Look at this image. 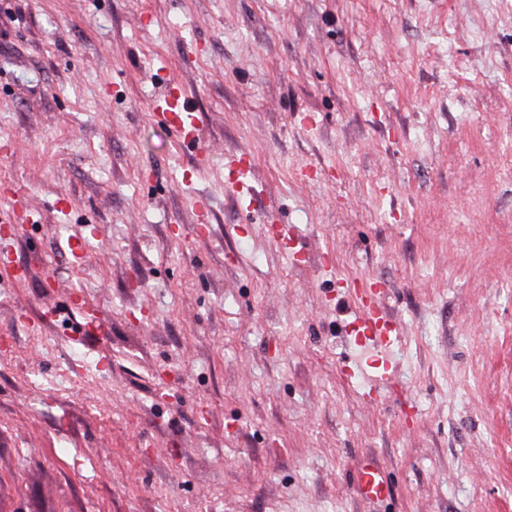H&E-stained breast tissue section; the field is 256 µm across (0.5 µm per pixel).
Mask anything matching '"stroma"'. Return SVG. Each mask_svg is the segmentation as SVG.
<instances>
[{
    "instance_id": "obj_1",
    "label": "stroma",
    "mask_w": 512,
    "mask_h": 512,
    "mask_svg": "<svg viewBox=\"0 0 512 512\" xmlns=\"http://www.w3.org/2000/svg\"><path fill=\"white\" fill-rule=\"evenodd\" d=\"M1 247L0 512H512V0H0ZM161 116L174 127L178 128L185 139H195L196 127L188 121L185 112H190L181 98L174 95L165 97L158 108ZM362 293V310L351 323L358 349L350 375L366 381L369 402H376L382 387L395 372L391 349L399 332L390 325L393 322L386 319L373 289L369 288V292L364 289Z\"/></svg>"
}]
</instances>
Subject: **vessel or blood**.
I'll return each mask as SVG.
<instances>
[{
  "label": "vessel or blood",
  "instance_id": "1",
  "mask_svg": "<svg viewBox=\"0 0 512 512\" xmlns=\"http://www.w3.org/2000/svg\"><path fill=\"white\" fill-rule=\"evenodd\" d=\"M186 110L185 103L174 95L165 97L159 107L164 120L178 128L184 138L192 139L196 136V127L189 121ZM361 304L362 310L352 323L357 354L350 373L366 381V393L369 401L373 402L395 371L391 349L398 338V331L386 319L374 292H366Z\"/></svg>",
  "mask_w": 512,
  "mask_h": 512
}]
</instances>
